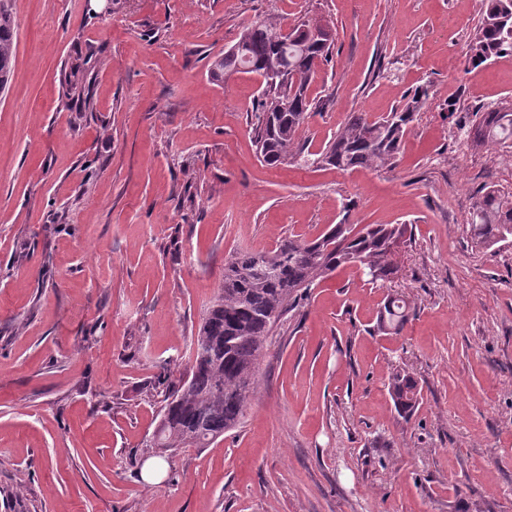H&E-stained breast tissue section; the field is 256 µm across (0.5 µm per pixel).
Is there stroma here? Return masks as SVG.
Here are the masks:
<instances>
[{
  "instance_id": "obj_1",
  "label": "stroma",
  "mask_w": 512,
  "mask_h": 512,
  "mask_svg": "<svg viewBox=\"0 0 512 512\" xmlns=\"http://www.w3.org/2000/svg\"><path fill=\"white\" fill-rule=\"evenodd\" d=\"M0 92V512H512V238L473 247L482 188L512 150L456 120L512 99V57L465 69L481 0H12ZM328 22L321 151L347 113L429 100L395 168L261 162L255 74L211 65L253 21ZM79 68L90 105L62 95ZM464 109L448 116L450 101ZM408 224L398 271L347 266L275 327L242 425L142 477L158 392L184 372L241 250L331 224ZM412 307L376 330L385 298ZM405 370L421 398L395 409ZM10 0H0V89L9 82L15 54L16 23ZM389 395L399 413L413 412L421 394L418 381L408 373L396 371L389 377Z\"/></svg>"
}]
</instances>
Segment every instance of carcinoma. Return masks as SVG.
Returning <instances> with one entry per match:
<instances>
[{"label":"carcinoma","mask_w":512,"mask_h":512,"mask_svg":"<svg viewBox=\"0 0 512 512\" xmlns=\"http://www.w3.org/2000/svg\"><path fill=\"white\" fill-rule=\"evenodd\" d=\"M325 26L304 19L291 35L271 20L256 21L241 31L234 51L213 63V73L227 78L276 67L281 75L266 83L256 115V143L262 160L277 167L294 160L306 167L336 169L393 167L415 113L428 91H415L403 107L372 118L350 112L341 130L319 153L295 150L298 133L313 102L307 95L321 64L332 53L333 40H314L311 30ZM16 23L10 0H0V89L6 88L15 54ZM512 56V0H483V16L469 37L465 65L478 68ZM65 97L90 104L84 74L72 70L62 82ZM475 148H512V101L475 114L466 125ZM470 229L475 244L490 247L512 237V192L486 187L473 198ZM411 237L407 224H365L357 233L346 224H333L315 239L295 235L278 240L274 249L245 250L224 264V284L203 313L186 373L166 398L159 424L147 441L157 457L182 448H208L236 430L256 388L257 366L273 328L291 311L315 281L338 268L353 265L366 270L373 281H385L395 272L391 245ZM406 301L390 296L379 312L377 330L399 334L407 321ZM389 395L399 413L413 412L421 394L418 381L396 371L389 377Z\"/></svg>","instance_id":"carcinoma-1"}]
</instances>
